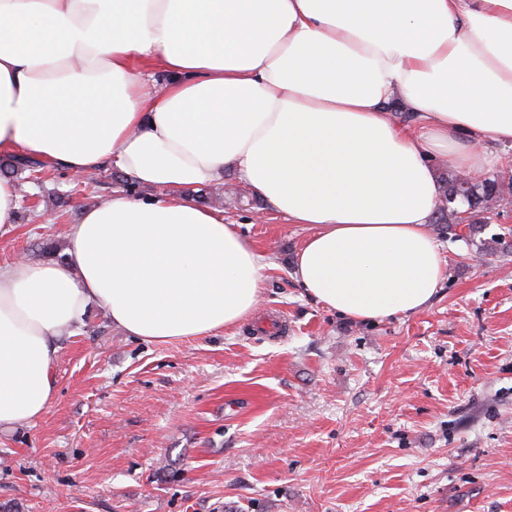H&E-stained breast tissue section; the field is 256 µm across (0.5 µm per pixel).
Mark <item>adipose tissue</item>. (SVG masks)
<instances>
[{"label": "adipose tissue", "mask_w": 512, "mask_h": 512, "mask_svg": "<svg viewBox=\"0 0 512 512\" xmlns=\"http://www.w3.org/2000/svg\"><path fill=\"white\" fill-rule=\"evenodd\" d=\"M487 140L512 144V0H0V155L159 190L82 208L65 261L0 265V430L45 416L92 308L157 343L252 316L264 254L190 195L229 171L308 228L309 297L424 310L436 162L480 174Z\"/></svg>", "instance_id": "ef3b65f1"}]
</instances>
